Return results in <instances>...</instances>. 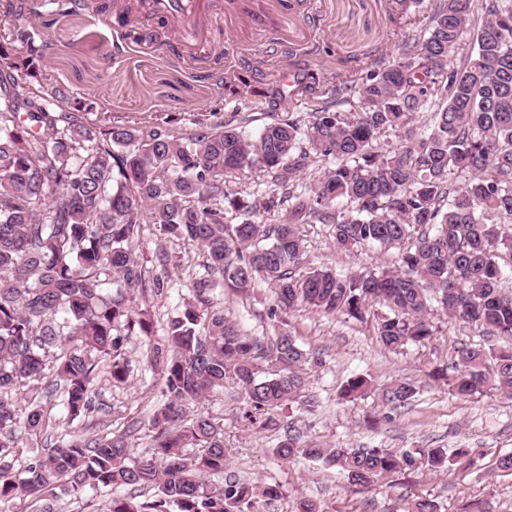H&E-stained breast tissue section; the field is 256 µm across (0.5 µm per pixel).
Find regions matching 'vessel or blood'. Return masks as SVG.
Returning <instances> with one entry per match:
<instances>
[{
    "mask_svg": "<svg viewBox=\"0 0 512 512\" xmlns=\"http://www.w3.org/2000/svg\"><path fill=\"white\" fill-rule=\"evenodd\" d=\"M225 0H143L139 11H131L125 0H114L116 14H134L147 23L157 16L168 17L170 31L183 56L193 58L211 52L213 33L224 21Z\"/></svg>",
    "mask_w": 512,
    "mask_h": 512,
    "instance_id": "vessel-or-blood-1",
    "label": "vessel or blood"
}]
</instances>
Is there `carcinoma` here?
I'll return each instance as SVG.
<instances>
[{
	"instance_id": "carcinoma-1",
	"label": "carcinoma",
	"mask_w": 512,
	"mask_h": 512,
	"mask_svg": "<svg viewBox=\"0 0 512 512\" xmlns=\"http://www.w3.org/2000/svg\"><path fill=\"white\" fill-rule=\"evenodd\" d=\"M412 0H393L392 19L410 20ZM477 29V49L456 61L463 34ZM0 43V503L26 496L54 512L56 489L111 495L108 512H259L280 494L237 480L214 485L224 472L222 427L205 413L182 422L185 406L224 382L239 384L245 417L279 429L278 412L302 393L322 353L283 332L271 344L245 334L224 315L217 290L240 294L256 278L274 289L282 311L308 307L360 320L378 307L377 336L389 350L434 335L431 312L479 329V340L455 350L453 370L428 375L456 395L496 390L512 397V0H439L409 45V54L361 80L343 81L360 112L327 103L308 123L290 115L257 136L213 124L179 138L160 120L114 122L63 109L65 94L44 74L47 45L29 26ZM441 100L423 135L393 150L379 139L405 129L430 100ZM332 165L304 192L290 191L312 158ZM229 170L275 174L279 191L256 200L226 186ZM461 178L452 182L448 175ZM291 206L276 223L263 214ZM237 223L229 224L227 214ZM332 225L336 249L398 250V265L345 275L303 265L299 226ZM145 224L202 248L165 330L170 356L161 369L165 404L152 419L156 453L131 455L127 435L56 440L18 471L23 436H43L50 416L38 401L18 409L12 393L51 379L67 418L98 411L93 381L109 361L116 382L128 379L122 337L152 340L154 323L131 306L147 284L133 241ZM376 392L390 408L418 393L410 381L381 387L358 374L346 381L348 401ZM273 453L290 462H321L365 487L418 461L441 469L473 450L332 448L286 433Z\"/></svg>"
}]
</instances>
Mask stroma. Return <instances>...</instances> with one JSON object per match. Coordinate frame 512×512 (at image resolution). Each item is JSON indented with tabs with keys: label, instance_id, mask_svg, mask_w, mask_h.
<instances>
[{
	"label": "stroma",
	"instance_id": "1",
	"mask_svg": "<svg viewBox=\"0 0 512 512\" xmlns=\"http://www.w3.org/2000/svg\"><path fill=\"white\" fill-rule=\"evenodd\" d=\"M292 2L287 27L272 26L257 35L247 20H239L229 33L220 34L213 56L191 64L182 60L167 29L152 26L150 36L136 42L112 14L88 7L63 16L48 0H38V10L52 24L46 28L36 21L32 27L36 41L49 46L48 77L70 101L95 104L116 120L164 118L182 138L195 134L203 122H223L253 136L288 115L310 114L312 99L295 95L294 89L311 72L319 75L334 110L357 111L356 96L335 93L338 77L401 54L408 34L390 22V0ZM301 231L309 266L360 274L396 259L395 252L375 247L349 255L336 251L328 224H305ZM133 249L147 279H172L163 293L149 289L135 297L137 308L152 314L154 340L160 344L163 324L191 290L188 269L201 261L202 252L190 242L166 238L154 226ZM162 254L168 257L163 264L158 261ZM274 305V293L262 281L250 292L224 297L225 315L245 333L268 342L286 327L302 347L324 354L325 363L309 375L303 398L281 412L282 426L303 440L346 448H472L477 461L471 467L455 463L437 473L423 467L396 472L368 489L356 488L321 463H288L274 456L277 432L245 419L241 389L229 380L223 390L186 409L190 416L209 413L224 429L227 465L223 474L212 476V483L231 477L254 485L279 484L280 498L262 503L263 512H298L303 499L315 501L320 512H406L419 496L433 499L439 512H512V474L496 468L498 457L512 452V399L495 392L463 398L427 375L430 368L452 362L459 343L475 340L476 328L437 310L429 342L392 352L382 345L373 319L361 322L302 310L281 322L269 316ZM122 350L131 375L116 383L106 371H98L94 396L99 411L93 417L70 421L53 400L45 406L56 420L57 433H91L103 420L113 434H128L135 456H148L150 421L163 403L160 370L146 354L144 337H126ZM357 374L371 375L380 384L408 380L419 393L395 410L373 395L340 399L341 386Z\"/></svg>",
	"mask_w": 512,
	"mask_h": 512
}]
</instances>
